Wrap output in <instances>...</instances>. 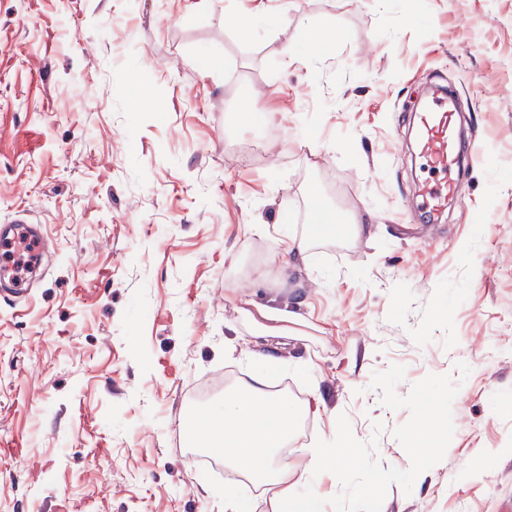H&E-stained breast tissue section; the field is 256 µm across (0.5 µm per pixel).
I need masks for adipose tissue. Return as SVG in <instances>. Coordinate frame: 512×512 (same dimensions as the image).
<instances>
[{
	"mask_svg": "<svg viewBox=\"0 0 512 512\" xmlns=\"http://www.w3.org/2000/svg\"><path fill=\"white\" fill-rule=\"evenodd\" d=\"M335 211L321 210L320 222L311 232L292 239L288 251L295 258L307 260L313 242L319 238L343 234L355 239L367 230L365 216L348 217L337 226ZM321 395L297 404L267 392L266 381L255 376L250 383L234 390L223 403L208 413L206 419L188 420L190 443L196 448L214 449L231 465L270 494L271 512H321L316 495H297L307 482L308 472H292L286 461L277 457L286 447L298 421L323 407Z\"/></svg>",
	"mask_w": 512,
	"mask_h": 512,
	"instance_id": "ef3b65f1",
	"label": "adipose tissue"
}]
</instances>
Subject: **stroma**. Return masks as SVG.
Instances as JSON below:
<instances>
[{
  "mask_svg": "<svg viewBox=\"0 0 512 512\" xmlns=\"http://www.w3.org/2000/svg\"><path fill=\"white\" fill-rule=\"evenodd\" d=\"M435 83L479 157L425 224L398 126ZM322 207L369 230L297 260L284 231ZM21 213L57 251L0 293V512H224L183 425L230 369L323 395L297 470L342 415L407 469L409 412L369 387L393 364L398 395L459 390L444 459L381 512H512V0H0V225Z\"/></svg>",
  "mask_w": 512,
  "mask_h": 512,
  "instance_id": "1",
  "label": "stroma"
}]
</instances>
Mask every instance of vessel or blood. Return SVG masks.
<instances>
[{"instance_id":"obj_1","label":"vessel or blood","mask_w":512,"mask_h":512,"mask_svg":"<svg viewBox=\"0 0 512 512\" xmlns=\"http://www.w3.org/2000/svg\"><path fill=\"white\" fill-rule=\"evenodd\" d=\"M416 128L415 153L438 180L422 182L419 205L428 213H438L454 198L463 166L473 159L469 138L461 135L462 114L448 104L445 90H437L428 106L412 114Z\"/></svg>"}]
</instances>
